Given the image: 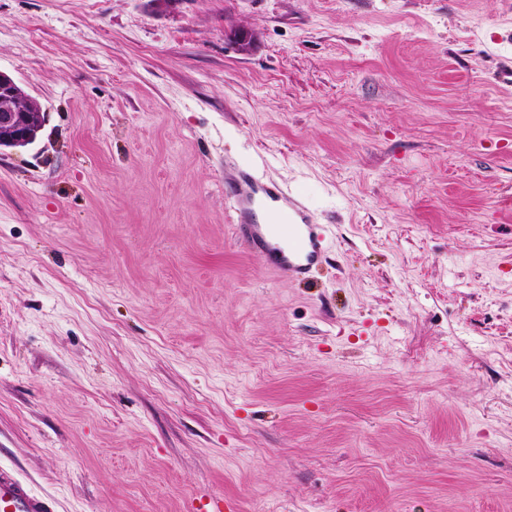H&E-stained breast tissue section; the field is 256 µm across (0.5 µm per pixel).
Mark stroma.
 Masks as SVG:
<instances>
[{
	"instance_id": "stroma-1",
	"label": "stroma",
	"mask_w": 512,
	"mask_h": 512,
	"mask_svg": "<svg viewBox=\"0 0 512 512\" xmlns=\"http://www.w3.org/2000/svg\"><path fill=\"white\" fill-rule=\"evenodd\" d=\"M0 72L46 114L0 150L1 465L56 512H512V0H0ZM263 183L247 172L239 173L233 191V208L241 223L243 241L260 249L267 264L291 280H304L323 258L322 235L318 224H311L307 208L288 193ZM256 209L268 211L273 224H257ZM279 234L288 239L287 248H271L268 237Z\"/></svg>"
}]
</instances>
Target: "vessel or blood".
I'll return each instance as SVG.
<instances>
[{
	"mask_svg": "<svg viewBox=\"0 0 512 512\" xmlns=\"http://www.w3.org/2000/svg\"><path fill=\"white\" fill-rule=\"evenodd\" d=\"M233 208L244 242L260 249L267 264L291 280L306 279L323 258L322 235L306 207L286 198L273 185L240 173L233 191ZM268 211L271 221L254 223L255 210ZM0 512H55L51 498L35 493L11 469L0 465Z\"/></svg>",
	"mask_w": 512,
	"mask_h": 512,
	"instance_id": "vessel-or-blood-1",
	"label": "vessel or blood"
}]
</instances>
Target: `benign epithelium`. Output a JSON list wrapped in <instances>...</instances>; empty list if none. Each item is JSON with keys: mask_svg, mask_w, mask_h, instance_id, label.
Masks as SVG:
<instances>
[{"mask_svg": "<svg viewBox=\"0 0 512 512\" xmlns=\"http://www.w3.org/2000/svg\"><path fill=\"white\" fill-rule=\"evenodd\" d=\"M44 122L41 104L13 78L0 72V148L34 145Z\"/></svg>", "mask_w": 512, "mask_h": 512, "instance_id": "obj_1", "label": "benign epithelium"}]
</instances>
